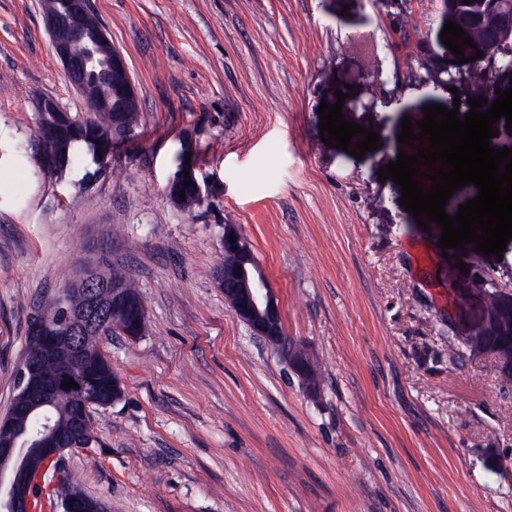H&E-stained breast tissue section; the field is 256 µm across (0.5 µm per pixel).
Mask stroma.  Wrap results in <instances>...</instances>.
I'll list each match as a JSON object with an SVG mask.
<instances>
[{"label": "stroma", "mask_w": 512, "mask_h": 512, "mask_svg": "<svg viewBox=\"0 0 512 512\" xmlns=\"http://www.w3.org/2000/svg\"><path fill=\"white\" fill-rule=\"evenodd\" d=\"M128 64L140 119L96 169L43 162L39 99L88 116L44 26V0H0V416L28 320L88 266L130 276L147 312L99 347L124 396L92 409L98 439L64 469L110 512H512V386L486 359L448 358L477 320L482 266L442 252L379 181L404 116L481 94L443 45L438 0H413V51L377 0H91ZM349 90L345 102L336 91ZM372 126L357 159L325 145L321 102ZM189 151L200 205L165 188ZM237 225L285 335L321 372L310 399L251 336L214 271Z\"/></svg>", "instance_id": "stroma-1"}]
</instances>
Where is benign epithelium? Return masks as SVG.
<instances>
[{
  "label": "benign epithelium",
  "mask_w": 512,
  "mask_h": 512,
  "mask_svg": "<svg viewBox=\"0 0 512 512\" xmlns=\"http://www.w3.org/2000/svg\"><path fill=\"white\" fill-rule=\"evenodd\" d=\"M448 20L460 25L473 43L482 50L486 65L478 71L483 93L488 101L498 98L495 93L498 64L497 53L506 47L512 50V0H473L475 21H466L461 0H441ZM44 25L51 38L54 51L71 85L79 92L89 82L102 80L115 87L126 103H137L124 57L112 48L106 30L97 22L91 0H53L44 13ZM83 44V52L73 53L72 43ZM82 150L100 168L108 157L105 144L91 137L81 139ZM75 140L58 144L50 165L64 170L71 158ZM196 196L202 188L193 165L181 160L176 173L169 179L166 194L177 203L185 191V182ZM235 241H230V238ZM224 251L235 255L237 270L231 280L224 278V265L215 271L216 283L224 289V299L235 315L244 322L252 335L265 341L285 358L289 372L311 396L320 391L319 381L310 372L299 346L284 336L281 310L276 296L261 272L260 265L237 225H224ZM76 283L83 297L82 305L65 310L63 320L56 322L42 311L29 322V342L36 353L30 354L19 370L20 394L10 411L0 418V512H32L31 483L33 452L47 460L62 462L68 450L84 448L91 438L90 414L95 407H107L123 396L120 378L112 375L109 389L99 391L89 384L87 369L88 337L99 336L106 326L117 323L114 330L135 339L145 329L146 312L137 294L118 282L107 287L95 278L92 270H82ZM52 361L60 365L63 376L52 382L46 378L43 365ZM74 381L76 388L63 384ZM67 392L74 402L72 427L66 436L58 434L51 423L49 408L56 395ZM35 413L41 415L42 428L36 434L24 431L26 421ZM61 512H105L106 504L87 497L73 485H66L58 499Z\"/></svg>",
  "instance_id": "7a95c632"
}]
</instances>
